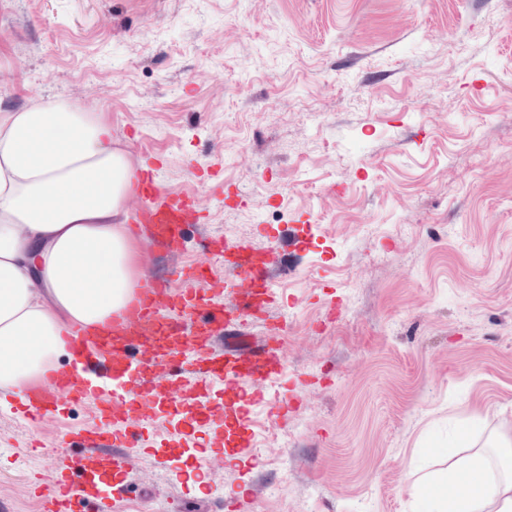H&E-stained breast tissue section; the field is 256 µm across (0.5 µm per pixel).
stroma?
I'll return each mask as SVG.
<instances>
[{
    "label": "stroma",
    "mask_w": 512,
    "mask_h": 512,
    "mask_svg": "<svg viewBox=\"0 0 512 512\" xmlns=\"http://www.w3.org/2000/svg\"><path fill=\"white\" fill-rule=\"evenodd\" d=\"M34 90L192 197L181 262L232 224L289 272L245 326L288 322L287 421L234 431L220 385L169 408L119 512H423L458 431L512 425V0H0V104ZM94 421L0 408V505L39 512L30 476Z\"/></svg>",
    "instance_id": "35a3bbf8"
}]
</instances>
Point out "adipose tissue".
I'll use <instances>...</instances> for the list:
<instances>
[{"mask_svg": "<svg viewBox=\"0 0 512 512\" xmlns=\"http://www.w3.org/2000/svg\"><path fill=\"white\" fill-rule=\"evenodd\" d=\"M135 168L95 112L31 98L0 107V386L22 388L64 352L69 328L106 322L144 279L132 266L128 206ZM28 340L13 347L8 338ZM494 454L448 457L424 477L425 512H512V434Z\"/></svg>", "mask_w": 512, "mask_h": 512, "instance_id": "1", "label": "adipose tissue"}]
</instances>
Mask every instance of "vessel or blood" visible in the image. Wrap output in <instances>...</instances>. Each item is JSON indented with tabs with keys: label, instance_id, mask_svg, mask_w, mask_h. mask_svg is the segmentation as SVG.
Instances as JSON below:
<instances>
[{
	"label": "vessel or blood",
	"instance_id": "1",
	"mask_svg": "<svg viewBox=\"0 0 512 512\" xmlns=\"http://www.w3.org/2000/svg\"><path fill=\"white\" fill-rule=\"evenodd\" d=\"M138 193L144 206L136 223L148 233L151 246L176 255L196 217L181 198L159 199L153 171L141 170ZM245 284L242 298L229 300L224 278L213 272L214 261ZM272 275L265 252L230 247L208 238L198 260L172 269L167 276H148L133 301L112 320L94 327L76 326L64 336L69 368H54L24 389L23 412L39 420L74 405L94 404L98 422L63 440L70 455L57 459L52 486L42 494L43 512H87L84 484L91 471L125 472L139 443L134 431L154 419L163 407L184 405L208 412L210 383L223 382L227 392L250 381L254 390L238 406L246 418L252 405L268 404L265 384L278 379L284 362L278 347L285 324L273 326L266 348L252 352L238 324L260 317L273 304ZM269 406L282 419L280 406Z\"/></svg>",
	"mask_w": 512,
	"mask_h": 512
}]
</instances>
